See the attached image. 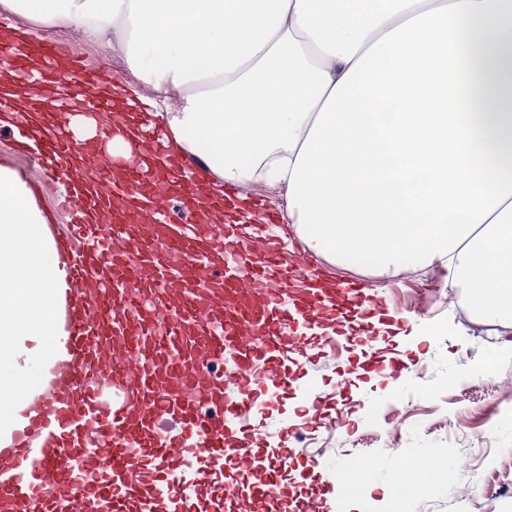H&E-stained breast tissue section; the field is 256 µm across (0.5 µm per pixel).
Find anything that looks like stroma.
<instances>
[{
	"label": "stroma",
	"instance_id": "obj_1",
	"mask_svg": "<svg viewBox=\"0 0 512 512\" xmlns=\"http://www.w3.org/2000/svg\"><path fill=\"white\" fill-rule=\"evenodd\" d=\"M45 39L74 43L85 62L111 71L116 83H131L146 96L153 89L92 41H71L62 29ZM0 156L10 157L32 182L42 183L44 209L68 223L59 202L63 184L44 181L23 157L10 128L0 127ZM336 282H360L385 300L392 313L366 351L350 342L316 355L307 370L323 393L345 399L344 421L326 428L321 415L298 432L301 446L323 449L322 464L334 473L347 461L370 458L373 476L365 488L337 482L333 512H458L457 498L474 500V512H512V327L476 320L460 289L433 269L397 273L356 271L324 264ZM430 448L449 449L447 494L418 498L417 486L437 481L429 467L413 470L409 458Z\"/></svg>",
	"mask_w": 512,
	"mask_h": 512
}]
</instances>
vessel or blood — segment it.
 <instances>
[{
	"label": "vessel or blood",
	"instance_id": "1",
	"mask_svg": "<svg viewBox=\"0 0 512 512\" xmlns=\"http://www.w3.org/2000/svg\"><path fill=\"white\" fill-rule=\"evenodd\" d=\"M36 47L40 74L6 41L0 65L56 82L62 103L96 114L104 145L123 112L154 160L106 149L88 159L48 115L16 127L45 175L64 177L72 216L39 232L60 272L48 348L23 394L0 374V512H288V468L310 485L299 512H331L336 483L292 428L273 445L249 423L296 382L289 352L335 344L355 311L372 339L383 299L354 284L307 291L316 262L275 238L254 254L232 225L171 221L168 196L197 208V161L166 151L161 123L117 106L111 76L75 48Z\"/></svg>",
	"mask_w": 512,
	"mask_h": 512
}]
</instances>
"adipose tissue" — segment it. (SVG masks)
<instances>
[{
    "label": "adipose tissue",
    "mask_w": 512,
    "mask_h": 512,
    "mask_svg": "<svg viewBox=\"0 0 512 512\" xmlns=\"http://www.w3.org/2000/svg\"><path fill=\"white\" fill-rule=\"evenodd\" d=\"M116 40L212 191L276 193L289 251L438 266L512 326V0H0V38ZM51 218L0 157V336L48 333Z\"/></svg>",
    "instance_id": "adipose-tissue-1"
}]
</instances>
